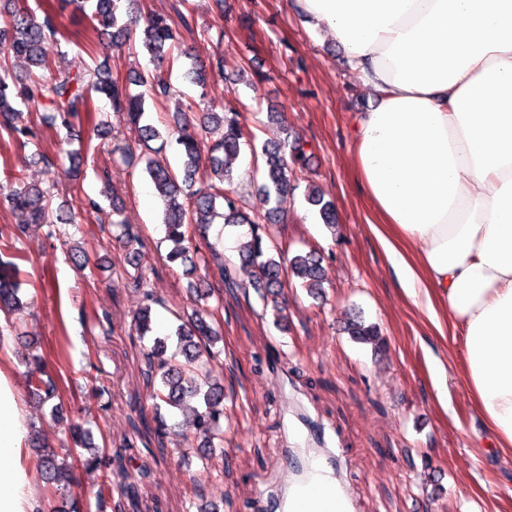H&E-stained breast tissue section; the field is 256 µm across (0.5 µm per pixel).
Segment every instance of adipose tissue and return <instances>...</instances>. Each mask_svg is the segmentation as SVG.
Here are the masks:
<instances>
[{
    "mask_svg": "<svg viewBox=\"0 0 512 512\" xmlns=\"http://www.w3.org/2000/svg\"><path fill=\"white\" fill-rule=\"evenodd\" d=\"M378 104L355 169L405 294L464 339L476 407L512 452V0H295ZM24 407L0 370V512H34Z\"/></svg>",
    "mask_w": 512,
    "mask_h": 512,
    "instance_id": "obj_1",
    "label": "adipose tissue"
}]
</instances>
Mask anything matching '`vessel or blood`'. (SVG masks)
<instances>
[{
  "label": "vessel or blood",
  "instance_id": "1",
  "mask_svg": "<svg viewBox=\"0 0 512 512\" xmlns=\"http://www.w3.org/2000/svg\"><path fill=\"white\" fill-rule=\"evenodd\" d=\"M343 468L336 449H289L284 492H259L254 506L257 512H358L357 500L342 476Z\"/></svg>",
  "mask_w": 512,
  "mask_h": 512
}]
</instances>
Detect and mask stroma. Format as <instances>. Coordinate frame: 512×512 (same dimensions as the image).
Wrapping results in <instances>:
<instances>
[{"instance_id": "stroma-1", "label": "stroma", "mask_w": 512, "mask_h": 512, "mask_svg": "<svg viewBox=\"0 0 512 512\" xmlns=\"http://www.w3.org/2000/svg\"><path fill=\"white\" fill-rule=\"evenodd\" d=\"M219 13L213 0H129L134 16L192 15L193 31L182 32L170 54L176 59L165 75L194 101L189 114L221 111L225 98H238L257 143L276 142L283 134L268 118L270 106L284 112L293 136L305 144L308 161L298 170L285 220L267 225L272 254L315 252L326 269L322 296L307 293L295 279L283 281L287 324L278 328L265 309L236 252L238 231H210L198 241L201 257L220 252L238 269V288L215 284L223 299L217 320L224 336L218 343L224 384V451L202 464L196 438L157 440L144 423L153 415L145 377L149 340L131 328L143 304L134 288L116 230L106 213L82 209L85 198H100L103 187L124 202L125 215L142 238L135 265L145 274L154 306L157 334L171 333L176 313L191 311V287L210 281L204 264L194 273L167 262L161 202L142 168L116 167L114 145H137L139 134L125 114L102 104L111 135L95 138L88 122L63 129L45 111L25 113L39 146L19 147L0 135V228L22 216L6 199L15 181L50 190L52 206L73 216L63 232L82 247L92 270L84 275L69 246L30 232L16 243L22 292L30 306L15 328L0 329L11 350L9 367L24 397L27 422L43 439L61 449L64 425L50 405L27 398L24 347L19 335L35 337L71 418L97 422L94 442L125 448L123 464L136 496L122 512H187L194 504L210 512H253L252 493L276 490L288 448L307 436L325 435L343 448L351 462L348 476L361 512H512V453L496 448L494 436L476 410L465 378L463 343L448 321L433 325L426 310L399 287L391 263L370 224L373 206L357 186L352 126L376 97L343 62L331 38L312 29L290 0H229ZM56 23L63 39L43 45L64 69L107 65L127 80L154 72L141 46L113 51L102 36L92 52L66 40L83 32L87 21L72 6L57 4ZM206 65L223 60L206 86L190 82L187 54ZM111 170L110 184L98 177ZM316 189L334 203L338 222L323 224L307 202ZM110 321H103L102 312ZM362 312L386 340L382 354L344 333L349 313ZM111 387L108 403L94 398V384ZM65 493L49 496L41 477L32 481L35 502L65 512H95L99 474L76 467Z\"/></svg>"}]
</instances>
